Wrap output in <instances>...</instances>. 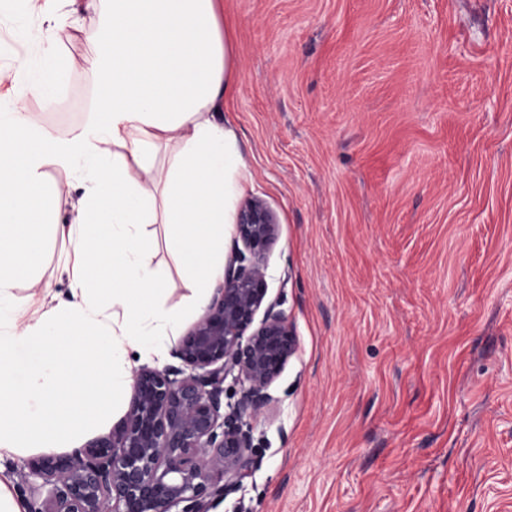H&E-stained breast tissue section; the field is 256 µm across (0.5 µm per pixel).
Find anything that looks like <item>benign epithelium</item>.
I'll return each mask as SVG.
<instances>
[{
  "label": "benign epithelium",
  "instance_id": "1",
  "mask_svg": "<svg viewBox=\"0 0 512 512\" xmlns=\"http://www.w3.org/2000/svg\"><path fill=\"white\" fill-rule=\"evenodd\" d=\"M278 235L262 199L241 204L224 282L174 347L182 366L138 369L129 410L108 434L24 461L19 476L48 487L29 512H212L240 486L252 464L247 419L271 404L297 349L281 302L266 301L265 255ZM230 375L242 394L226 407Z\"/></svg>",
  "mask_w": 512,
  "mask_h": 512
}]
</instances>
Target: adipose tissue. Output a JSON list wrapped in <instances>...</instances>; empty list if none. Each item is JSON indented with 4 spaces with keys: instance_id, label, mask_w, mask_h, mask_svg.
<instances>
[{
    "instance_id": "obj_1",
    "label": "adipose tissue",
    "mask_w": 512,
    "mask_h": 512,
    "mask_svg": "<svg viewBox=\"0 0 512 512\" xmlns=\"http://www.w3.org/2000/svg\"><path fill=\"white\" fill-rule=\"evenodd\" d=\"M39 30L15 32L36 56L15 58L25 88L0 97V454L72 447L113 414L129 390L130 352L164 353L182 308L157 299L165 280L149 269L145 228L164 227L166 247L202 304L224 279V241L249 177L237 139L216 120L236 89L232 47L217 0H82L93 53L92 106L61 138L27 105L58 102L70 65L56 33L71 25L57 0H24ZM83 188L70 222V188ZM51 234L77 238L67 308L32 311L16 295L37 287L36 259Z\"/></svg>"
}]
</instances>
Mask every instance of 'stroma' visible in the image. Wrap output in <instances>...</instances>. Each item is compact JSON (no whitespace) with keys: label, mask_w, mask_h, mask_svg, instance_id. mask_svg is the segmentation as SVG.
<instances>
[{"label":"stroma","mask_w":512,"mask_h":512,"mask_svg":"<svg viewBox=\"0 0 512 512\" xmlns=\"http://www.w3.org/2000/svg\"><path fill=\"white\" fill-rule=\"evenodd\" d=\"M237 91L220 115L277 214L268 299L298 349L252 419L253 465L221 512H512V0H221ZM57 39L87 118L92 48ZM38 28L0 0V68ZM164 302L189 293L155 225ZM76 241L46 242L66 306Z\"/></svg>","instance_id":"stroma-1"}]
</instances>
